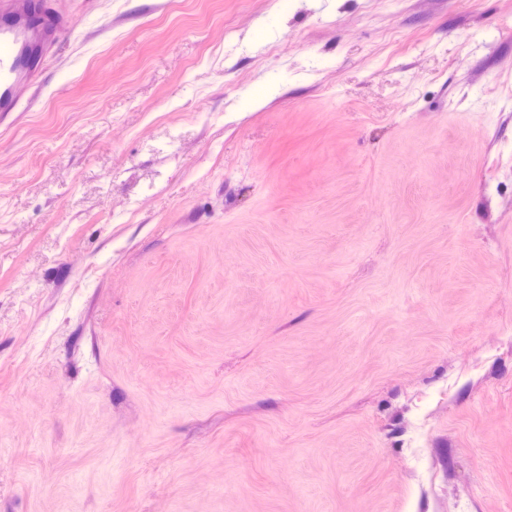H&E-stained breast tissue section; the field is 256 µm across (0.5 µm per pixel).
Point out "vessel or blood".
I'll list each match as a JSON object with an SVG mask.
<instances>
[{"label":"vessel or blood","mask_w":512,"mask_h":512,"mask_svg":"<svg viewBox=\"0 0 512 512\" xmlns=\"http://www.w3.org/2000/svg\"><path fill=\"white\" fill-rule=\"evenodd\" d=\"M73 26L50 0H0V119L21 111L24 93L39 87L47 58Z\"/></svg>","instance_id":"1"}]
</instances>
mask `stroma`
<instances>
[{"instance_id":"35a3bbf8","label":"stroma","mask_w":512,"mask_h":512,"mask_svg":"<svg viewBox=\"0 0 512 512\" xmlns=\"http://www.w3.org/2000/svg\"><path fill=\"white\" fill-rule=\"evenodd\" d=\"M60 2L0 512H512V0Z\"/></svg>"}]
</instances>
